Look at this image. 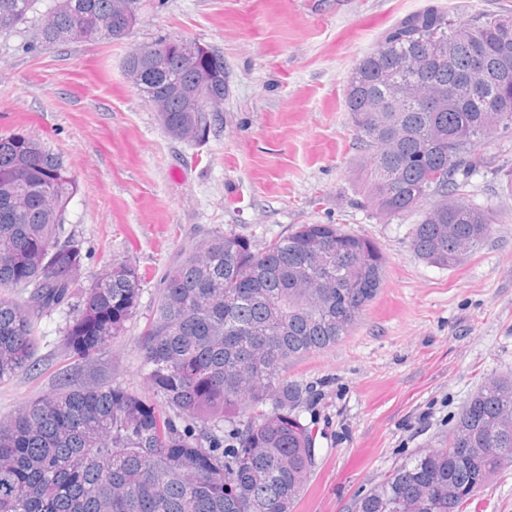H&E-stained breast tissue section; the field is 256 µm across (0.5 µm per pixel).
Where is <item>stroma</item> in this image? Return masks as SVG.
<instances>
[{"label":"stroma","instance_id":"stroma-1","mask_svg":"<svg viewBox=\"0 0 512 512\" xmlns=\"http://www.w3.org/2000/svg\"><path fill=\"white\" fill-rule=\"evenodd\" d=\"M436 4L461 17L512 12V0H150L120 43L41 47L36 22L0 36V132L23 131L61 153L79 183L67 230L87 277L112 260L141 278L123 336L97 359L116 383L152 400L135 339L152 318L165 270L221 231L263 244L300 224H340L375 241L384 281L336 346L288 365L310 391L302 417L316 464L293 512H351L360 495L422 448L438 446L486 379L512 371V133L477 144L490 168L469 198L494 208L482 245L442 268L409 247L417 217L379 220L360 206L363 152L344 105L356 62L398 18ZM178 36L219 48L229 72L221 120L208 139L169 138L129 83L137 44ZM73 313L37 324L34 366L0 384V420L55 389ZM465 512H512V465Z\"/></svg>","mask_w":512,"mask_h":512}]
</instances>
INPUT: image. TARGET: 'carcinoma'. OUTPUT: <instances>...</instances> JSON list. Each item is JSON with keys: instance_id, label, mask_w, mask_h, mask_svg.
Wrapping results in <instances>:
<instances>
[{"instance_id": "1", "label": "carcinoma", "mask_w": 512, "mask_h": 512, "mask_svg": "<svg viewBox=\"0 0 512 512\" xmlns=\"http://www.w3.org/2000/svg\"><path fill=\"white\" fill-rule=\"evenodd\" d=\"M117 0H51L46 46L121 42ZM35 0H0V34L29 22ZM157 58L125 57L174 140L204 141L224 105V55L156 40ZM483 45L491 69H472ZM208 84L212 112L182 90ZM512 100V14L466 20L427 6L399 19L355 64L345 90L360 146L363 205L390 220L419 214L410 247L451 268L484 242L498 214L469 200L475 145L499 132ZM463 179H458V175ZM79 190L63 158L23 132L0 135V383L33 363L36 319L65 307V355L85 368L123 335L141 295L137 270L112 263L84 283L66 233ZM386 259L337 224H300L258 247L216 233L164 273L137 342L156 402L96 377L64 383L0 421V512H293L317 457L302 419L307 389L288 363L341 341L377 296ZM512 463V371L487 379L437 448L410 455L361 495L354 512H463Z\"/></svg>"}]
</instances>
